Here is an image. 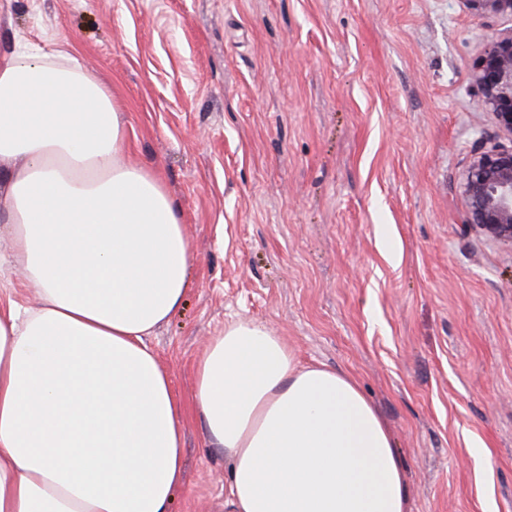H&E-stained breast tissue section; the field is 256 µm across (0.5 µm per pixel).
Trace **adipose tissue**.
<instances>
[{
  "label": "adipose tissue",
  "mask_w": 512,
  "mask_h": 512,
  "mask_svg": "<svg viewBox=\"0 0 512 512\" xmlns=\"http://www.w3.org/2000/svg\"><path fill=\"white\" fill-rule=\"evenodd\" d=\"M110 92L61 46L0 51V235L39 290L0 283V512H169L185 409L146 342L194 256L153 171L124 164ZM230 462L221 512H411L392 435L347 372L240 317L196 367Z\"/></svg>",
  "instance_id": "ef3b65f1"
}]
</instances>
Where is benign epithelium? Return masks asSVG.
<instances>
[{"label": "benign epithelium", "instance_id": "obj_1", "mask_svg": "<svg viewBox=\"0 0 512 512\" xmlns=\"http://www.w3.org/2000/svg\"><path fill=\"white\" fill-rule=\"evenodd\" d=\"M486 17L512 16V0H466ZM474 93L483 111L512 139V29L495 33L474 64ZM467 225L512 245V146L477 149L463 175Z\"/></svg>", "mask_w": 512, "mask_h": 512}]
</instances>
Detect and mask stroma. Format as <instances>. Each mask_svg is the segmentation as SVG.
<instances>
[{
  "label": "stroma",
  "mask_w": 512,
  "mask_h": 512,
  "mask_svg": "<svg viewBox=\"0 0 512 512\" xmlns=\"http://www.w3.org/2000/svg\"><path fill=\"white\" fill-rule=\"evenodd\" d=\"M509 28L465 0H0V48L73 44L181 207L191 287L147 339L175 394L254 319L356 376L412 512H512V246L462 189L504 142L473 64ZM184 461L171 512H217L228 463L192 417Z\"/></svg>",
  "instance_id": "35a3bbf8"
}]
</instances>
